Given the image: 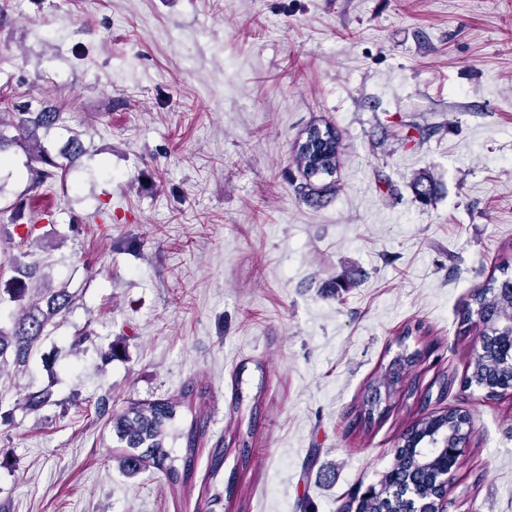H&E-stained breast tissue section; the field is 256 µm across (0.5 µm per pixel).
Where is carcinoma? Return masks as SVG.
Instances as JSON below:
<instances>
[{
    "label": "carcinoma",
    "instance_id": "1",
    "mask_svg": "<svg viewBox=\"0 0 512 512\" xmlns=\"http://www.w3.org/2000/svg\"><path fill=\"white\" fill-rule=\"evenodd\" d=\"M63 121V113L49 106L32 111L31 106H21L19 112L0 113V155L8 149L19 146L29 156L28 191L33 195L52 186L66 171L67 166L52 158L42 146L40 131L48 130ZM85 152L83 141L72 136L60 157L71 161ZM339 157V135L335 128L325 127V135L304 148L296 149V161L306 179L305 187H313L312 179L321 175L330 176L336 172ZM23 205L16 202L0 209L7 215V222L16 229L19 241L31 244L35 225L23 221ZM26 260L16 259L10 264L11 275L0 277V297L6 295L17 304V311L9 326L0 325V368L9 364L24 366L32 348L55 325V318L68 313L75 302V293L66 285L60 287H31L35 281H42L43 261L31 251L24 253ZM503 278H489L472 294L467 310L490 312L497 308L512 316V277L502 271ZM180 403L170 400H156L132 404L112 414V429L126 453L120 460L122 468L130 475L140 471L150 462L164 471L172 480H178V471L172 465L174 457L166 447L165 439L171 422L175 419ZM409 448L396 450V463L384 475L392 484L399 482L403 469L408 465Z\"/></svg>",
    "mask_w": 512,
    "mask_h": 512
}]
</instances>
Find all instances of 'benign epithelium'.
Masks as SVG:
<instances>
[{
    "instance_id": "1",
    "label": "benign epithelium",
    "mask_w": 512,
    "mask_h": 512,
    "mask_svg": "<svg viewBox=\"0 0 512 512\" xmlns=\"http://www.w3.org/2000/svg\"><path fill=\"white\" fill-rule=\"evenodd\" d=\"M478 358L492 357L500 370L499 381L492 390L479 382L474 386L486 390V396H512V318L484 316L479 323ZM455 416L463 421V428L453 442L448 432L438 427V420ZM471 436L470 414L459 408H450L437 414H427L415 422L401 440L414 454L413 465L406 479L396 485L370 486L352 493L347 512H370L368 504L380 497L386 501L398 495L402 499L401 512H448V494L458 461L463 456Z\"/></svg>"
}]
</instances>
